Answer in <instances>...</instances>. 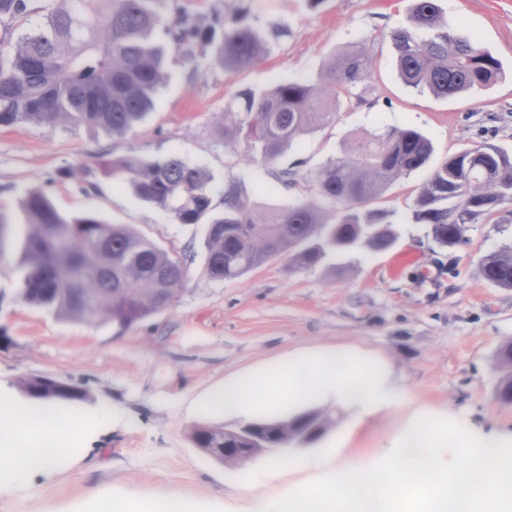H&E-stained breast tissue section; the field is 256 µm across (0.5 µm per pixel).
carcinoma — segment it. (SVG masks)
Masks as SVG:
<instances>
[{
  "instance_id": "obj_1",
  "label": "carcinoma",
  "mask_w": 512,
  "mask_h": 512,
  "mask_svg": "<svg viewBox=\"0 0 512 512\" xmlns=\"http://www.w3.org/2000/svg\"><path fill=\"white\" fill-rule=\"evenodd\" d=\"M32 0H0V25L23 28ZM37 26L14 41L0 40V128L18 124L86 128L124 136L148 113L166 83L164 50L188 60L194 73H236L255 66L269 44L243 16L251 8L189 13L181 0H52ZM409 25L390 33L399 79L408 87L446 99L486 89L501 75L499 61L476 40L448 30L437 0H411ZM223 31L214 41L216 30ZM371 76L367 48L330 60L318 81L274 82L240 88L224 102L216 125L224 146L239 142L272 164L305 136L334 122L342 98ZM434 146L412 128H390L357 140L348 153L328 160L312 177L319 201L297 200L284 209L258 211L237 180L215 198L210 173L178 157L112 159L104 163L116 182L141 202L168 212L179 224H203L205 270L215 281L236 279L266 261L286 257L314 266L336 252L319 235L334 231L342 242L374 224L372 252L391 248L397 233L392 211L371 208L397 180L429 166ZM293 169L274 172L288 190ZM512 153L483 143L448 157L423 181L411 209L416 224L429 226L441 247L464 238L460 224H511ZM27 224L21 265L23 303L89 325L128 329L166 310L186 277L184 258L158 246L126 224L90 215H67L39 189L20 202ZM481 276L512 288V244L486 255ZM502 399L512 401V347L500 355ZM25 394L45 402H81L86 395L54 378L25 377ZM334 424L326 413L304 412L291 420L247 422L235 429L204 424L194 445L231 471L238 462L217 452L230 448H290L320 439Z\"/></svg>"
}]
</instances>
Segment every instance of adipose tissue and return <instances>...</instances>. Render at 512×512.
Returning a JSON list of instances; mask_svg holds the SVG:
<instances>
[{"label": "adipose tissue", "instance_id": "adipose-tissue-1", "mask_svg": "<svg viewBox=\"0 0 512 512\" xmlns=\"http://www.w3.org/2000/svg\"><path fill=\"white\" fill-rule=\"evenodd\" d=\"M363 421L404 403L406 393L390 379L380 356L355 348L300 351L259 371H247L213 391L201 410L232 412L256 421L294 416L327 396ZM105 412L58 406L31 398L14 400L0 392V497L69 470L87 457L88 438ZM64 512H222L220 505L189 499L177 491L142 496L96 489L67 505Z\"/></svg>", "mask_w": 512, "mask_h": 512}]
</instances>
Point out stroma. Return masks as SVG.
Instances as JSON below:
<instances>
[{
  "instance_id": "obj_1",
  "label": "stroma",
  "mask_w": 512,
  "mask_h": 512,
  "mask_svg": "<svg viewBox=\"0 0 512 512\" xmlns=\"http://www.w3.org/2000/svg\"><path fill=\"white\" fill-rule=\"evenodd\" d=\"M411 0H253L248 22L261 35L282 28L255 67L227 74L192 73L168 60V83L146 118L122 137L86 129L20 124L0 128V209L14 219L0 251V384L21 398L19 379L51 376L88 394L87 410L109 408L111 429L76 468L37 484L26 495L0 500V512H62L93 487L155 495L175 490L223 504V512H252L288 485L310 479L288 468L267 475L268 457L245 463L254 476L244 489L235 472L195 448L198 411L215 388L238 373L258 370L306 349L357 347L379 353L405 385L414 405L443 409L472 423L512 430V403L498 395L502 347L512 344V288L479 274L483 256L512 241V224H474L466 242L439 248L410 211L425 172L391 186L378 205L393 210L396 244L384 252L336 254L314 267L278 258L230 281L211 280L200 249L204 227L179 224L163 209L140 202L108 176L112 158L176 156L206 168L215 194L239 180L261 208L282 209L309 197L308 177L347 151L363 133L412 128L431 140L434 162L481 143L512 152V0H438L456 34L476 39L502 65L484 90L448 99L405 86L395 70L388 34L406 26ZM371 50L364 102L343 101L333 124L306 136L276 166L298 171L299 183L277 187L271 166L245 145L225 147L216 115L230 92L269 81L317 79L334 54ZM38 188L66 214L92 213L130 224L160 247L184 255L185 283L171 307L127 330L66 320L17 298L26 232L19 201ZM336 424L326 434L336 458L380 452L406 421L405 407L386 409L354 427L335 399L320 402Z\"/></svg>"
}]
</instances>
